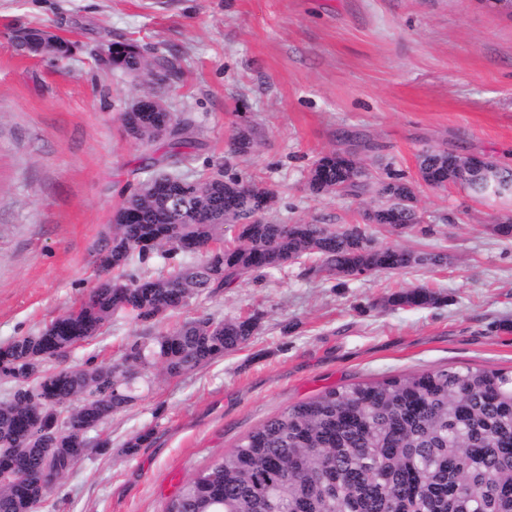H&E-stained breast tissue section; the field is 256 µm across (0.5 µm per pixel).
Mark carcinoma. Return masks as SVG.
<instances>
[{
	"mask_svg": "<svg viewBox=\"0 0 512 512\" xmlns=\"http://www.w3.org/2000/svg\"><path fill=\"white\" fill-rule=\"evenodd\" d=\"M112 65L144 77L147 92L136 112H123L127 134L154 146V130L178 127L168 150L150 168L161 171L160 200L133 192L117 209L126 220L112 225V254L105 281L95 284L76 314L63 313L44 328L0 344V378L17 386L0 403V443L21 442L0 453V470L21 481L0 482V512H29L52 490L48 481L69 473L86 455L68 430L103 424L128 409L138 384L162 373L181 376L241 349L260 316L215 319L198 314L168 328L162 321L200 295H214L267 268L315 256L343 277L395 273L412 265H438L444 256L415 254L398 246H374L353 224H279L267 215L276 191L221 170L189 178L181 167L196 148L193 124L152 108L150 90L160 59H148L132 43L109 46ZM356 145L319 155L312 163V193L360 196L370 190ZM462 157L430 150L419 160L421 178L442 187L458 183L487 198L512 196V170L497 168L499 182L476 185L457 172ZM377 193L374 222L391 234L413 227L397 201L414 198L404 175L388 171ZM244 225L236 243L223 239L224 225ZM198 258L185 264L182 256ZM438 298L417 287L390 294L398 308H423ZM155 329L136 340L109 366L49 363L101 333L116 314ZM59 422L60 435L44 444L29 439L33 421ZM164 512H512V371L481 367L435 369L376 382L332 388L287 407L187 481Z\"/></svg>",
	"mask_w": 512,
	"mask_h": 512,
	"instance_id": "obj_1",
	"label": "carcinoma"
}]
</instances>
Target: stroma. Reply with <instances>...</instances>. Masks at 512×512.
I'll list each match as a JSON object with an SVG mask.
<instances>
[{
    "label": "stroma",
    "mask_w": 512,
    "mask_h": 512,
    "mask_svg": "<svg viewBox=\"0 0 512 512\" xmlns=\"http://www.w3.org/2000/svg\"><path fill=\"white\" fill-rule=\"evenodd\" d=\"M47 29L71 56L28 55L15 34ZM173 55L169 111L190 116L199 146L186 169H216L274 189L272 217L341 228L380 204L316 196L308 169L342 136L371 143L372 182L397 170L413 183L420 224L367 233L440 266L340 277L313 263L257 271L192 311L259 314L241 350L137 399L88 434L91 446L39 512H163L184 483L285 408L325 390L433 369H512V238L492 227L512 202L461 185L421 182L428 150L512 167V16L493 0H0V342L78 305L123 198L146 178L149 147L120 119L142 80L105 62L110 44ZM251 131L244 155L228 144ZM424 286L438 304L397 308L391 292ZM114 316L72 348L71 367L108 365L152 336ZM150 447L127 453L138 430ZM108 441L100 449V441Z\"/></svg>",
    "instance_id": "1"
}]
</instances>
